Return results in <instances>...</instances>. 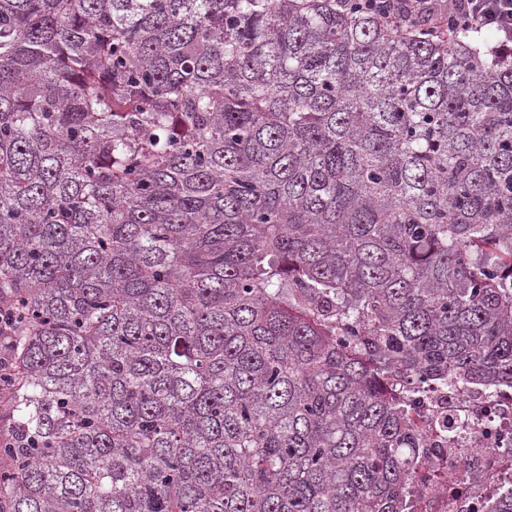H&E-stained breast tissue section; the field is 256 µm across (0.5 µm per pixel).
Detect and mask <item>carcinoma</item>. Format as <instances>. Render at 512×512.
<instances>
[{
	"label": "carcinoma",
	"mask_w": 512,
	"mask_h": 512,
	"mask_svg": "<svg viewBox=\"0 0 512 512\" xmlns=\"http://www.w3.org/2000/svg\"><path fill=\"white\" fill-rule=\"evenodd\" d=\"M417 25L0 0V512H404L512 387V47Z\"/></svg>",
	"instance_id": "1"
}]
</instances>
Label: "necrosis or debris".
<instances>
[{
	"instance_id": "4bbe7bcc",
	"label": "necrosis or debris",
	"mask_w": 512,
	"mask_h": 512,
	"mask_svg": "<svg viewBox=\"0 0 512 512\" xmlns=\"http://www.w3.org/2000/svg\"><path fill=\"white\" fill-rule=\"evenodd\" d=\"M414 404L418 423L445 420L450 435L426 433L424 464L411 484L412 512H485L493 495L512 488V472L498 464L512 454V392L429 386Z\"/></svg>"
}]
</instances>
